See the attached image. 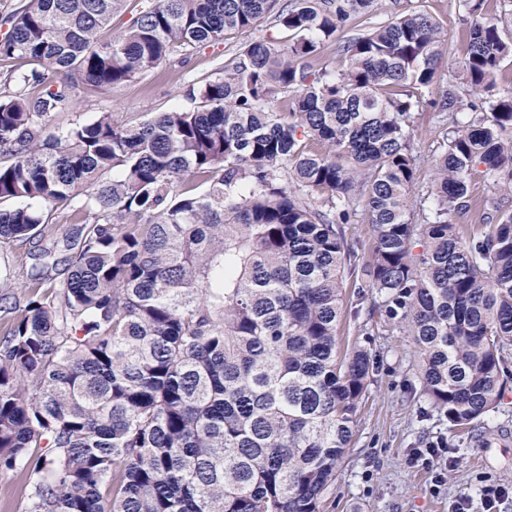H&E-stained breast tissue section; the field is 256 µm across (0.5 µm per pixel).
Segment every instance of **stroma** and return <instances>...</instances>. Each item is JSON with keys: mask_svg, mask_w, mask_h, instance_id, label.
<instances>
[{"mask_svg": "<svg viewBox=\"0 0 512 512\" xmlns=\"http://www.w3.org/2000/svg\"><path fill=\"white\" fill-rule=\"evenodd\" d=\"M411 4L439 21L444 33L439 76L426 92L425 103L412 113L417 182L411 209L413 223L420 224L428 212L432 164L445 150L446 132L455 118L454 113L439 111L432 102L447 87L449 77L459 71L471 18L461 0H411ZM260 37L284 44L291 40L274 18H266L257 28L198 47L185 66L166 61L112 90L88 93L80 115L89 120L102 112H114L138 122L155 112L187 107V84L203 82L216 63L230 61ZM470 192L481 206L460 219L468 234H481L485 214L495 207L512 209V195H502L482 178L472 181ZM338 336L341 348L370 349L377 369L335 486L325 497L324 512H449L455 500L478 499L484 487L512 485V437L496 433L461 442L455 450L456 465L446 473L443 485H435L434 470L410 465L411 451L447 437L448 424L438 414L428 413L411 338L388 321L378 297L361 299L351 290L346 292Z\"/></svg>", "mask_w": 512, "mask_h": 512, "instance_id": "35a3bbf8", "label": "stroma"}]
</instances>
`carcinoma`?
<instances>
[{
  "mask_svg": "<svg viewBox=\"0 0 512 512\" xmlns=\"http://www.w3.org/2000/svg\"><path fill=\"white\" fill-rule=\"evenodd\" d=\"M125 2L0 12V66L37 65L0 72V203L41 204L0 209V247L35 259L23 299L0 296V472L28 478L27 512H322L375 369L337 346L358 187L359 288L411 336L448 447L485 427L512 392V211L479 238L457 217L477 176L512 193V90L456 120L414 224L411 112L442 59L431 15L348 39L329 72L310 60L372 0H154L114 34ZM483 2L464 0L475 91L512 60V12ZM272 13L293 41L249 43L189 85L194 106L52 123ZM459 104L448 85L440 111Z\"/></svg>",
  "mask_w": 512,
  "mask_h": 512,
  "instance_id": "obj_1",
  "label": "carcinoma"
}]
</instances>
